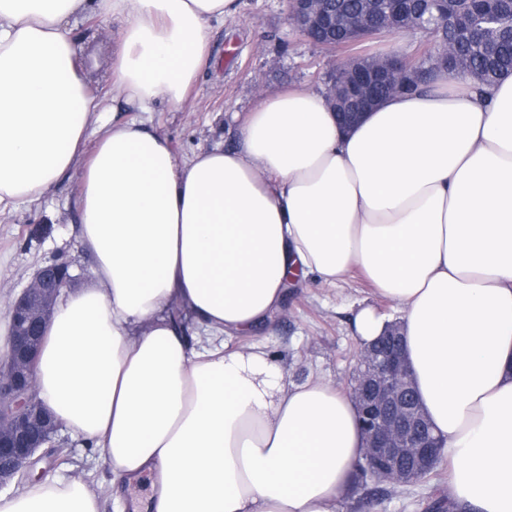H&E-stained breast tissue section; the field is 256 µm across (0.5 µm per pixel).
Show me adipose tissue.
Wrapping results in <instances>:
<instances>
[{"label":"adipose tissue","instance_id":"ef3b65f1","mask_svg":"<svg viewBox=\"0 0 512 512\" xmlns=\"http://www.w3.org/2000/svg\"><path fill=\"white\" fill-rule=\"evenodd\" d=\"M239 0H0V215L79 174L91 283L62 289L36 369L54 418L100 448L133 512H339L362 457L355 403L297 385L246 336L287 272L359 268L402 313L416 392L464 512H512V74L395 95L345 131L323 93L265 97L236 148L179 155L111 104L180 107ZM121 24L91 94L73 27ZM205 331L196 342L188 323ZM0 512H101L80 479Z\"/></svg>","mask_w":512,"mask_h":512}]
</instances>
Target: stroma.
<instances>
[{
	"label": "stroma",
	"instance_id": "obj_1",
	"mask_svg": "<svg viewBox=\"0 0 512 512\" xmlns=\"http://www.w3.org/2000/svg\"><path fill=\"white\" fill-rule=\"evenodd\" d=\"M240 12L213 26V63L180 108L161 103L152 114L155 127L179 154L189 155L216 143L232 146L235 130L264 95L292 86L323 91L327 73L349 56L344 49L313 45L291 24L288 0H240ZM116 25L96 28L79 23L80 61L90 70L103 69L112 53ZM430 36L418 29L383 33L358 45L359 52L384 51L411 55ZM77 175L61 178L38 203L0 217V336L10 332L6 299L27 286L36 270L52 262L68 264L75 285L89 277L87 259L74 233ZM371 306L399 321L401 314L377 295L360 274L330 284L310 275L288 290L283 306L255 333L240 338L239 348L263 345L289 382L301 384L319 375L347 388L354 373L359 343L353 335L356 311ZM69 461L49 456L35 464L44 480L82 478L99 495L101 512H118L112 473L100 449L80 434L61 428L58 434ZM426 485L372 496L352 488L340 512H426Z\"/></svg>",
	"mask_w": 512,
	"mask_h": 512
}]
</instances>
